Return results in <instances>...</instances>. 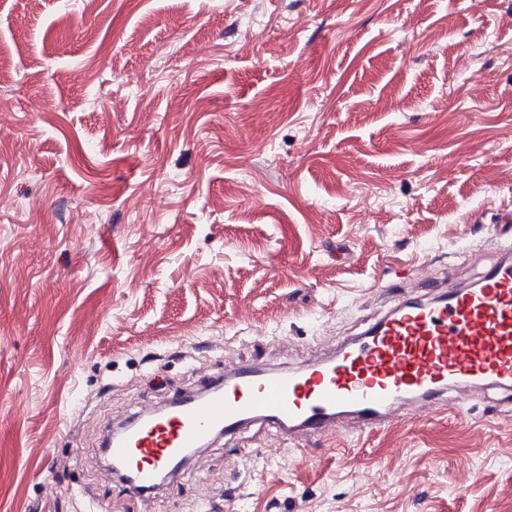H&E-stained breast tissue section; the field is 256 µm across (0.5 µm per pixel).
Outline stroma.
Segmentation results:
<instances>
[{"label": "stroma", "instance_id": "obj_1", "mask_svg": "<svg viewBox=\"0 0 512 512\" xmlns=\"http://www.w3.org/2000/svg\"><path fill=\"white\" fill-rule=\"evenodd\" d=\"M510 14L0 0V512H512L495 389L305 452L247 427L145 503L97 465L141 407L240 359L300 367L421 276L496 261Z\"/></svg>", "mask_w": 512, "mask_h": 512}]
</instances>
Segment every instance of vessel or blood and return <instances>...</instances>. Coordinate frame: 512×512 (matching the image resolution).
<instances>
[{"label":"vessel or blood","instance_id":"1","mask_svg":"<svg viewBox=\"0 0 512 512\" xmlns=\"http://www.w3.org/2000/svg\"><path fill=\"white\" fill-rule=\"evenodd\" d=\"M477 282L461 287L423 279L416 295L400 294L389 309L332 354L298 369L229 365L203 396L147 406L134 427L112 431L113 459L153 491L194 448L208 447L248 424L311 439L352 425L381 430L421 412L446 410L449 391L487 386L512 391V235Z\"/></svg>","mask_w":512,"mask_h":512}]
</instances>
